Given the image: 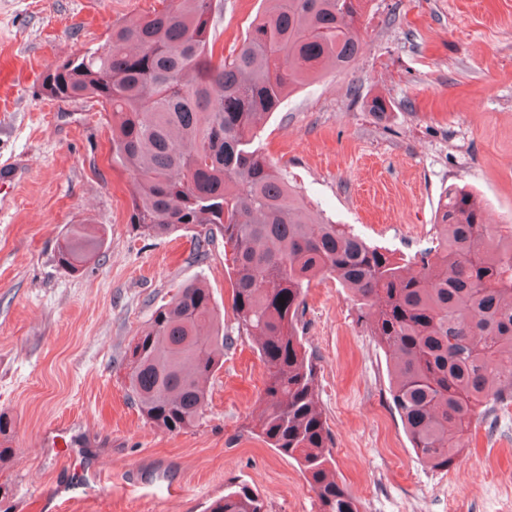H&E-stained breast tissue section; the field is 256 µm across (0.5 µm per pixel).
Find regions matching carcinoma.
<instances>
[{"label": "carcinoma", "instance_id": "obj_1", "mask_svg": "<svg viewBox=\"0 0 512 512\" xmlns=\"http://www.w3.org/2000/svg\"><path fill=\"white\" fill-rule=\"evenodd\" d=\"M267 2L226 55L219 0H161L112 23L103 44L48 70L42 87L61 101L93 99L112 118V163L136 182L130 223L141 233L221 235L237 336L255 342L267 371L265 411L249 433L297 463L320 512H362L336 474L316 364L298 336L311 279L354 294L358 319L390 353L391 401L412 448L448 471L483 407L512 402V229L496 237L482 201L457 187L445 192L431 246L409 260L316 218L256 126L290 92L350 67L363 0ZM101 246L79 225L58 262L77 272ZM226 339L210 289L185 284L131 345L127 399L171 433L196 426ZM210 512L267 509L241 486Z\"/></svg>", "mask_w": 512, "mask_h": 512}]
</instances>
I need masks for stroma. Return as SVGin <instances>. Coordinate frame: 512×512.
Here are the masks:
<instances>
[{"instance_id": "stroma-1", "label": "stroma", "mask_w": 512, "mask_h": 512, "mask_svg": "<svg viewBox=\"0 0 512 512\" xmlns=\"http://www.w3.org/2000/svg\"><path fill=\"white\" fill-rule=\"evenodd\" d=\"M222 4L218 42L229 51L264 4ZM158 5L0 0V58L14 66L0 92V165L27 172L0 187V412L14 421L0 512H208L237 486L268 512H319L296 462L247 431L263 408L265 368L253 340L232 333L223 239L200 258L194 228L141 235L105 112L43 92L49 68ZM360 35L350 69L296 89L265 119L269 157L315 210L399 256L429 246L452 185L477 193L492 223L512 225V0H365ZM373 96L391 104L383 119L362 107ZM75 224L103 245L74 273L57 249ZM193 280L212 289L232 339L202 423L172 433L127 400L126 354ZM299 336L318 365L336 473L362 512H512V404L489 406L456 468L434 470L391 404L386 349L335 279L311 281Z\"/></svg>"}]
</instances>
